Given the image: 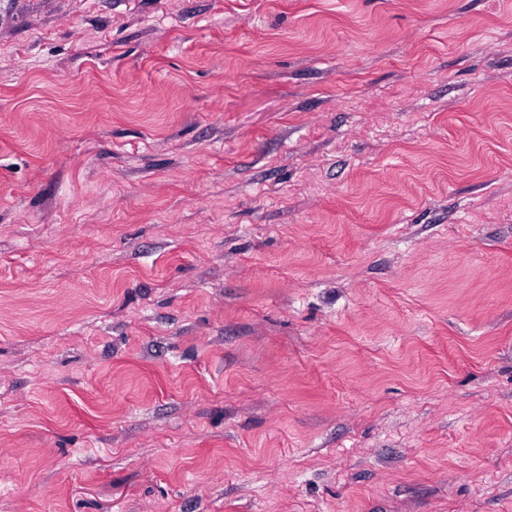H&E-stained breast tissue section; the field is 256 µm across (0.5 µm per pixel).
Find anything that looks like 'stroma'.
Instances as JSON below:
<instances>
[{"label": "stroma", "instance_id": "35a3bbf8", "mask_svg": "<svg viewBox=\"0 0 512 512\" xmlns=\"http://www.w3.org/2000/svg\"><path fill=\"white\" fill-rule=\"evenodd\" d=\"M0 512H512V0H0Z\"/></svg>", "mask_w": 512, "mask_h": 512}]
</instances>
